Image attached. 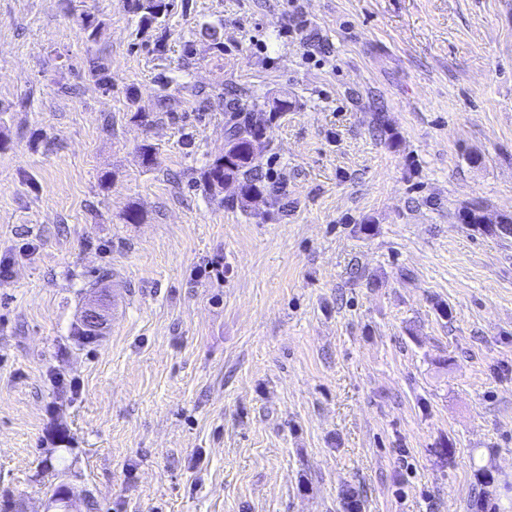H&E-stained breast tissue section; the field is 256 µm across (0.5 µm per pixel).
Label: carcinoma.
<instances>
[{
  "label": "carcinoma",
  "mask_w": 512,
  "mask_h": 512,
  "mask_svg": "<svg viewBox=\"0 0 512 512\" xmlns=\"http://www.w3.org/2000/svg\"><path fill=\"white\" fill-rule=\"evenodd\" d=\"M131 6L140 14L141 22L150 25L165 15L170 3L169 0H131ZM227 107L233 116L227 129L224 154L201 169L199 182L214 198L223 193L224 183L233 182L239 187L240 203L245 205L266 192L255 165L261 148L263 124L251 115L240 117L247 108L235 98L227 101Z\"/></svg>",
  "instance_id": "carcinoma-1"
}]
</instances>
